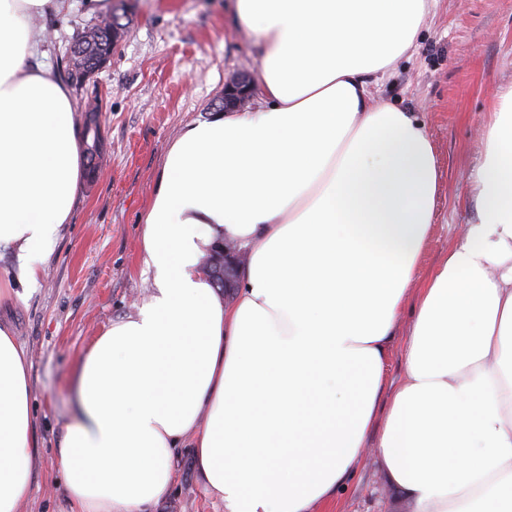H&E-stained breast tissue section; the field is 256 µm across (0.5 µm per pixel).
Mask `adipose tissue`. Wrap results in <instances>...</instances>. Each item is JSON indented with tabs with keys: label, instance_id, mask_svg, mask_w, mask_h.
I'll use <instances>...</instances> for the list:
<instances>
[{
	"label": "adipose tissue",
	"instance_id": "1",
	"mask_svg": "<svg viewBox=\"0 0 512 512\" xmlns=\"http://www.w3.org/2000/svg\"><path fill=\"white\" fill-rule=\"evenodd\" d=\"M0 0V247L35 287L83 176L69 88L33 57L36 16ZM258 48L256 109L187 124L143 227L153 286L77 376L56 454L74 512H153L189 454L224 512H318L377 455L414 512H512V85L485 127L477 217L427 279L438 165L416 113L378 84L428 0H234ZM247 251L233 302L201 268ZM404 374L385 359L410 286ZM29 362L0 327V512L30 488Z\"/></svg>",
	"mask_w": 512,
	"mask_h": 512
}]
</instances>
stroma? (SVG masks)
<instances>
[{"mask_svg": "<svg viewBox=\"0 0 512 512\" xmlns=\"http://www.w3.org/2000/svg\"><path fill=\"white\" fill-rule=\"evenodd\" d=\"M128 28L110 62L72 88L77 114L97 105L104 162L85 171L67 225L35 289L0 299L30 362L38 450L18 512H71L59 488L55 444L75 410L74 385L86 350L112 321L132 313L150 288L142 264L143 221L162 160L185 124L212 118L225 80L255 76L257 49L235 30L227 0H127ZM86 0L33 19L45 72L60 78L67 50L94 20ZM512 83V0H430L414 47L376 89L379 100L426 123L439 167L433 223L417 267L426 278L454 246L455 228L475 217L473 179L483 160L482 128ZM374 427L359 467L325 512H412L392 489L374 450ZM155 512H224L204 492L188 457L175 462V486Z\"/></svg>", "mask_w": 512, "mask_h": 512, "instance_id": "stroma-1", "label": "stroma"}]
</instances>
